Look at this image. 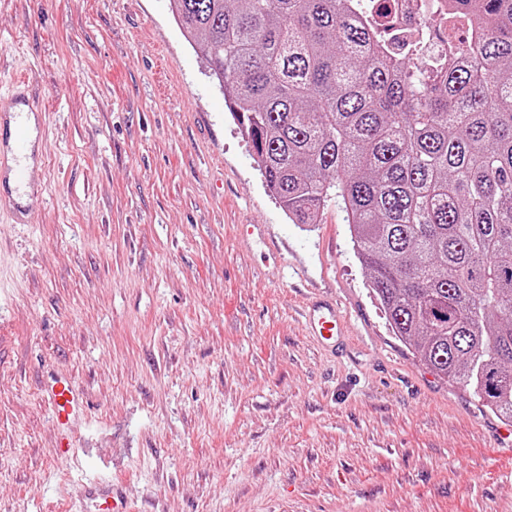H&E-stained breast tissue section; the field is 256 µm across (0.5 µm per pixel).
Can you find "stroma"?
<instances>
[{
	"instance_id": "35a3bbf8",
	"label": "stroma",
	"mask_w": 512,
	"mask_h": 512,
	"mask_svg": "<svg viewBox=\"0 0 512 512\" xmlns=\"http://www.w3.org/2000/svg\"><path fill=\"white\" fill-rule=\"evenodd\" d=\"M20 72L49 118L34 221L0 222V512L87 482L131 512H512L500 418L393 334L336 204L288 221L170 0H0V94ZM326 294L333 357L301 322ZM56 375L88 401L65 464Z\"/></svg>"
}]
</instances>
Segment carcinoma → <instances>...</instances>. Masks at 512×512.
Wrapping results in <instances>:
<instances>
[{"instance_id":"cac0c4a2","label":"carcinoma","mask_w":512,"mask_h":512,"mask_svg":"<svg viewBox=\"0 0 512 512\" xmlns=\"http://www.w3.org/2000/svg\"><path fill=\"white\" fill-rule=\"evenodd\" d=\"M362 0H173L294 224L335 202L393 334L512 420V0L427 68Z\"/></svg>"}]
</instances>
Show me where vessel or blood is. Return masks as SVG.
Listing matches in <instances>:
<instances>
[{"instance_id": "1", "label": "vessel or blood", "mask_w": 512, "mask_h": 512, "mask_svg": "<svg viewBox=\"0 0 512 512\" xmlns=\"http://www.w3.org/2000/svg\"><path fill=\"white\" fill-rule=\"evenodd\" d=\"M12 84L14 93L0 100V176H11L15 194L8 198L0 197V218H7L12 224H28L32 215L16 198L30 181L22 162L31 136L26 118L34 113L43 120L47 114L42 103L24 95L23 90L28 86L26 77H15ZM306 329L309 336L330 349L335 348L340 338L348 333V326L335 300L324 296L310 303ZM43 395L53 411L56 456L60 461H69L75 453L73 429L85 411V393L75 381L54 377L44 384ZM85 496L93 503L105 504L106 512H128L127 501L112 488L90 485L85 489Z\"/></svg>"}]
</instances>
